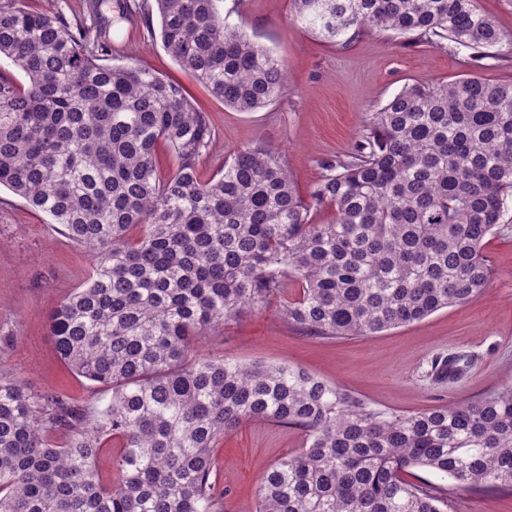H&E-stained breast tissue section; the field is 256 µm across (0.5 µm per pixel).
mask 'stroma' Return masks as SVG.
Instances as JSON below:
<instances>
[{
  "mask_svg": "<svg viewBox=\"0 0 512 512\" xmlns=\"http://www.w3.org/2000/svg\"><path fill=\"white\" fill-rule=\"evenodd\" d=\"M219 11L225 25L244 30L286 64L285 93L276 103L253 112L224 107L163 48L158 17L140 8L112 26L106 57L107 64L136 65L180 83L208 115L215 141L197 165L204 180L225 155L258 141L280 155L306 197L323 162L348 154L370 113L404 86L469 75L512 80V48L506 46L475 62L469 50L415 44L379 30L333 44L296 18L292 0H221ZM485 253L492 268L489 288L423 321L370 336L312 337L280 312L295 293L288 287L267 309L243 310L210 332L198 350L238 363L302 368L384 416L476 399L512 383V199ZM92 267L85 248L23 199L0 189V334L15 337L0 365L32 390H62L77 401L94 394L89 381L58 358L48 327L49 311L89 278ZM455 355L467 357V370L454 379L440 377V360ZM304 446L301 430L260 421L221 437L214 474L224 491V512H248L261 474ZM410 479L446 489L451 512H512V494L506 492L474 494L426 468L413 469Z\"/></svg>",
  "mask_w": 512,
  "mask_h": 512,
  "instance_id": "obj_1",
  "label": "stroma"
}]
</instances>
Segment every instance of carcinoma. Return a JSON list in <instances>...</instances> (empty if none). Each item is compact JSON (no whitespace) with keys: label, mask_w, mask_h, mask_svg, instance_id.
Returning <instances> with one entry per match:
<instances>
[{"label":"carcinoma","mask_w":512,"mask_h":512,"mask_svg":"<svg viewBox=\"0 0 512 512\" xmlns=\"http://www.w3.org/2000/svg\"><path fill=\"white\" fill-rule=\"evenodd\" d=\"M219 2L155 0L163 47L225 107L275 103L283 65L224 25ZM293 3L331 43L376 28L483 57L505 41L474 0ZM109 13L126 19V0H93L76 21L0 0V58L23 74L0 73V186L92 254L49 334L109 394L77 402L0 369V512H220L212 451L245 421L306 436L260 477L253 512H448L445 492L407 479L420 467L512 492V385L383 417L301 368L197 354L207 331L288 280L299 292L284 319L322 339L382 333L485 292L484 242L512 198V83L403 87L307 201L261 143L200 181L206 114L171 80L103 63ZM160 143L176 161L165 178ZM111 446L122 478L107 486L96 463Z\"/></svg>","instance_id":"carcinoma-1"}]
</instances>
